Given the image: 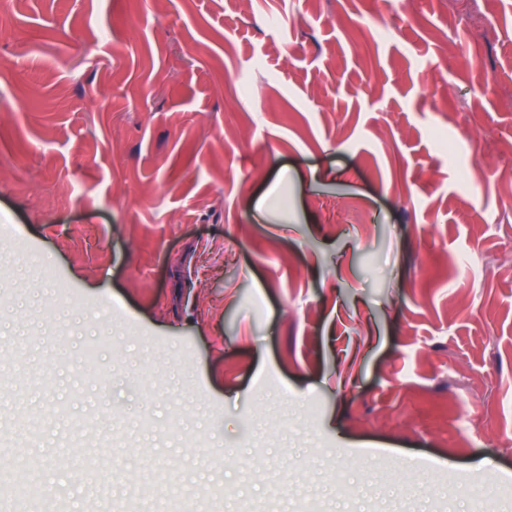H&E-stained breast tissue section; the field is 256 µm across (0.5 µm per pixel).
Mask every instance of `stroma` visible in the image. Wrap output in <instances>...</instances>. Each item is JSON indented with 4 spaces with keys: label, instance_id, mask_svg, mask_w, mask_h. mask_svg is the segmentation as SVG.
<instances>
[{
    "label": "stroma",
    "instance_id": "stroma-1",
    "mask_svg": "<svg viewBox=\"0 0 512 512\" xmlns=\"http://www.w3.org/2000/svg\"><path fill=\"white\" fill-rule=\"evenodd\" d=\"M405 2L0 0V512L512 481V0Z\"/></svg>",
    "mask_w": 512,
    "mask_h": 512
}]
</instances>
